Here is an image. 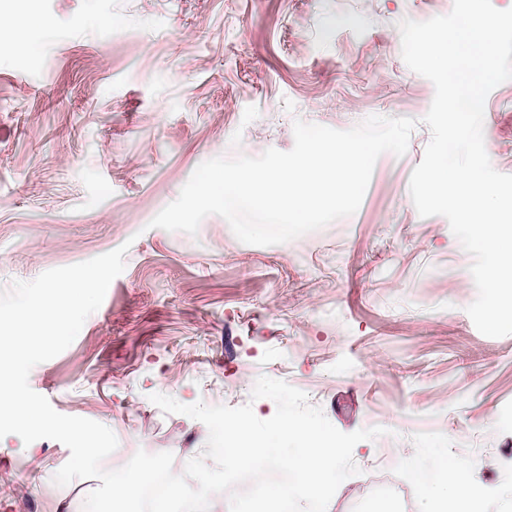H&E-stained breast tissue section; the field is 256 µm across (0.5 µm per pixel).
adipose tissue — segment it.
<instances>
[{"label":"adipose tissue","mask_w":512,"mask_h":512,"mask_svg":"<svg viewBox=\"0 0 512 512\" xmlns=\"http://www.w3.org/2000/svg\"><path fill=\"white\" fill-rule=\"evenodd\" d=\"M428 457L434 478L420 484L425 512H477L478 479L473 469L448 462L433 451Z\"/></svg>","instance_id":"ef3b65f1"}]
</instances>
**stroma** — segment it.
Returning a JSON list of instances; mask_svg holds the SVG:
<instances>
[{"label":"stroma","instance_id":"35a3bbf8","mask_svg":"<svg viewBox=\"0 0 512 512\" xmlns=\"http://www.w3.org/2000/svg\"><path fill=\"white\" fill-rule=\"evenodd\" d=\"M453 0H0L25 16L0 44V289L128 245L124 271L74 342L29 384L59 413L109 427L117 449L168 451L183 472L208 430L166 414L251 399L260 376L302 390L359 442L357 475L327 512H424L412 462L470 465L482 512H512V335L466 308L472 257L409 193L431 133L434 86L402 59L398 24ZM416 120L406 154H382L357 212L293 241L240 242L206 217L196 235L150 222L196 167L291 150L293 123L346 130ZM493 167L512 174V81L485 102ZM69 449L0 439V512H83L98 479L61 487Z\"/></svg>","mask_w":512,"mask_h":512}]
</instances>
